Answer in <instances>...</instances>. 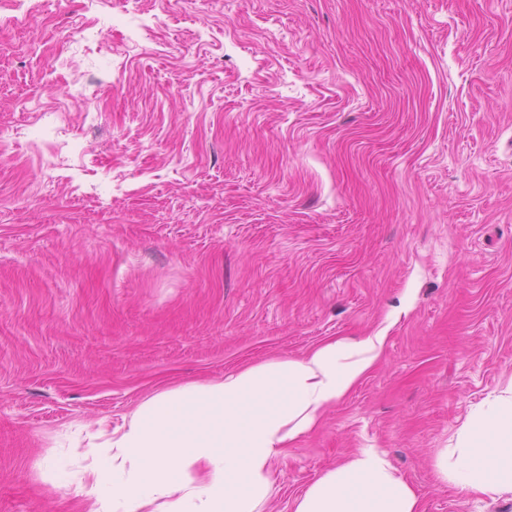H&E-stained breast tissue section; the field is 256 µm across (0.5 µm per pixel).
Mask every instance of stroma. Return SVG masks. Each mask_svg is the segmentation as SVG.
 <instances>
[{
    "label": "stroma",
    "mask_w": 512,
    "mask_h": 512,
    "mask_svg": "<svg viewBox=\"0 0 512 512\" xmlns=\"http://www.w3.org/2000/svg\"><path fill=\"white\" fill-rule=\"evenodd\" d=\"M0 6V512H79L46 461L148 396L387 327L262 512L360 448L421 512L512 392V0Z\"/></svg>",
    "instance_id": "1"
}]
</instances>
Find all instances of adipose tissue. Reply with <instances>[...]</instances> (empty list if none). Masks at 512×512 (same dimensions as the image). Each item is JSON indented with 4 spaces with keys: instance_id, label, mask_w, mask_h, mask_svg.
<instances>
[{
    "instance_id": "1",
    "label": "adipose tissue",
    "mask_w": 512,
    "mask_h": 512,
    "mask_svg": "<svg viewBox=\"0 0 512 512\" xmlns=\"http://www.w3.org/2000/svg\"><path fill=\"white\" fill-rule=\"evenodd\" d=\"M386 329L324 341L299 359L273 360L224 379L190 382L143 400L117 429L89 434L92 464L47 462L82 512H259L275 465L381 360ZM441 483L489 496L512 492V395L465 425L456 458L440 453ZM293 512H420L419 498L384 452L363 448L320 476Z\"/></svg>"
}]
</instances>
